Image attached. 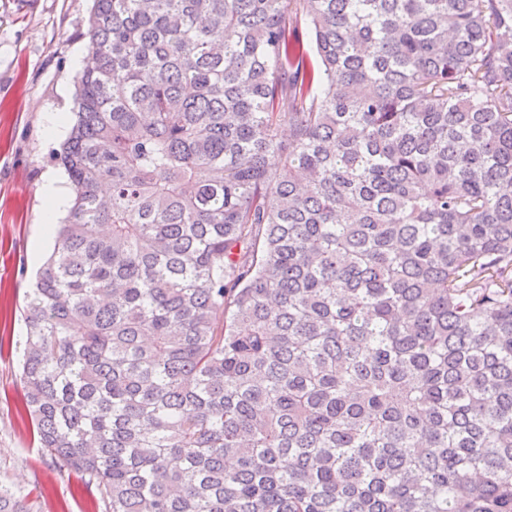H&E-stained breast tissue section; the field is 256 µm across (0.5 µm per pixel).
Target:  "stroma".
<instances>
[{
    "label": "stroma",
    "instance_id": "1",
    "mask_svg": "<svg viewBox=\"0 0 512 512\" xmlns=\"http://www.w3.org/2000/svg\"><path fill=\"white\" fill-rule=\"evenodd\" d=\"M92 0H0V484L28 494L33 512H96L98 494L75 472L61 471L40 448L20 406L23 309L54 235L41 224L47 176L62 136L46 132L51 112L72 113L77 53L88 50Z\"/></svg>",
    "mask_w": 512,
    "mask_h": 512
}]
</instances>
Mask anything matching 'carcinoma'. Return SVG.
<instances>
[{
  "mask_svg": "<svg viewBox=\"0 0 512 512\" xmlns=\"http://www.w3.org/2000/svg\"><path fill=\"white\" fill-rule=\"evenodd\" d=\"M87 37L21 381L98 512H512V0Z\"/></svg>",
  "mask_w": 512,
  "mask_h": 512,
  "instance_id": "obj_1",
  "label": "carcinoma"
}]
</instances>
